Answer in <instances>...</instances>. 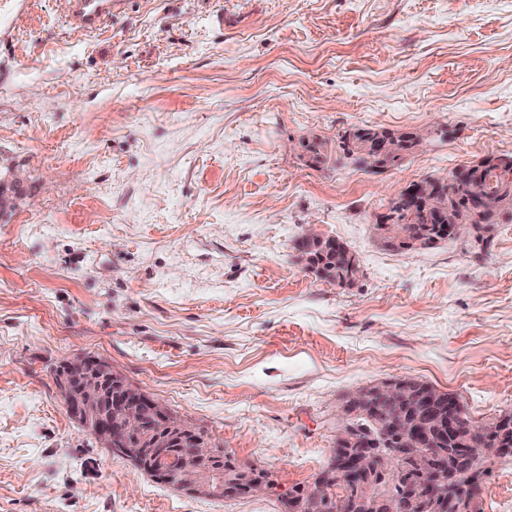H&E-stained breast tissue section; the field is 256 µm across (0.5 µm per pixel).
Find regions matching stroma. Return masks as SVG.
Returning a JSON list of instances; mask_svg holds the SVG:
<instances>
[{
  "mask_svg": "<svg viewBox=\"0 0 512 512\" xmlns=\"http://www.w3.org/2000/svg\"><path fill=\"white\" fill-rule=\"evenodd\" d=\"M429 146L373 173L302 138L358 126ZM512 155V0H0V512H283L324 469L352 393L414 379L478 423L512 413V211L384 246L392 196ZM360 260L325 281L307 230ZM97 358L204 431L265 493L154 482L56 383ZM512 512V460L477 493ZM121 5L122 0H70L67 21L76 28L95 29Z\"/></svg>",
  "mask_w": 512,
  "mask_h": 512,
  "instance_id": "obj_1",
  "label": "stroma"
}]
</instances>
